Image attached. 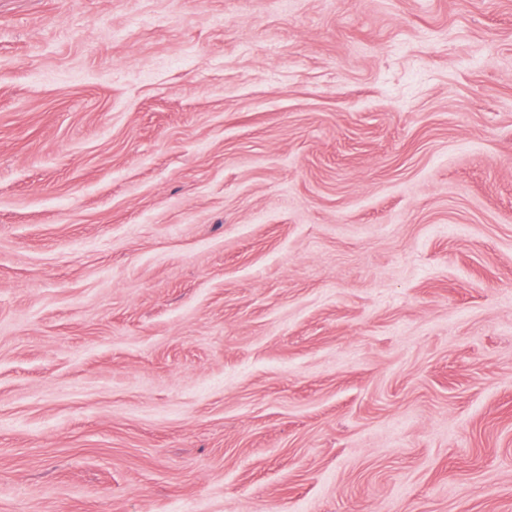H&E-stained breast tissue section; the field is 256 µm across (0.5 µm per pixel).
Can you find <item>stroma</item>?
<instances>
[{"mask_svg":"<svg viewBox=\"0 0 512 512\" xmlns=\"http://www.w3.org/2000/svg\"><path fill=\"white\" fill-rule=\"evenodd\" d=\"M0 512H512V0H0Z\"/></svg>","mask_w":512,"mask_h":512,"instance_id":"obj_1","label":"stroma"}]
</instances>
